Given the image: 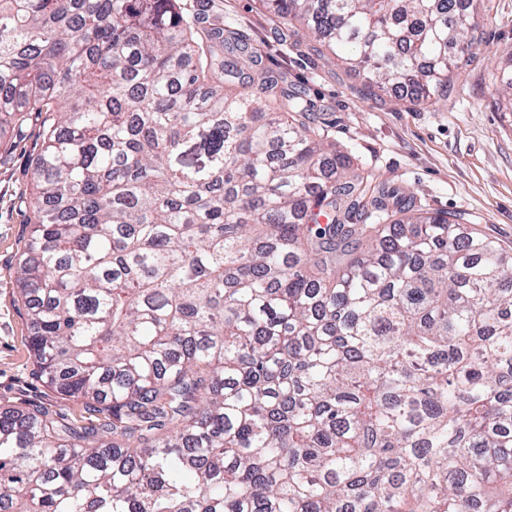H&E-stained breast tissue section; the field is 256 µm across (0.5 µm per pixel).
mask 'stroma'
<instances>
[{
    "label": "stroma",
    "mask_w": 512,
    "mask_h": 512,
    "mask_svg": "<svg viewBox=\"0 0 512 512\" xmlns=\"http://www.w3.org/2000/svg\"><path fill=\"white\" fill-rule=\"evenodd\" d=\"M205 23H229L257 48L266 69L284 73L310 105L307 121L326 141L400 192L417 209L456 218L512 249V111L494 88L512 72V0H477L476 48L453 74L447 97L423 107L395 89L370 94L350 70L305 35L282 34L259 0H205ZM40 115L0 134V412L36 407L80 423H101L84 400L36 374L32 326L16 270L30 238L32 163Z\"/></svg>",
    "instance_id": "obj_1"
}]
</instances>
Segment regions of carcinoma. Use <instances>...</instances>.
I'll return each instance as SVG.
<instances>
[{"label":"carcinoma","mask_w":512,"mask_h":512,"mask_svg":"<svg viewBox=\"0 0 512 512\" xmlns=\"http://www.w3.org/2000/svg\"><path fill=\"white\" fill-rule=\"evenodd\" d=\"M261 2L422 106L473 45L466 0ZM196 34L179 0H0V133L44 115L31 350L112 413H0V512H512V253Z\"/></svg>","instance_id":"carcinoma-1"}]
</instances>
